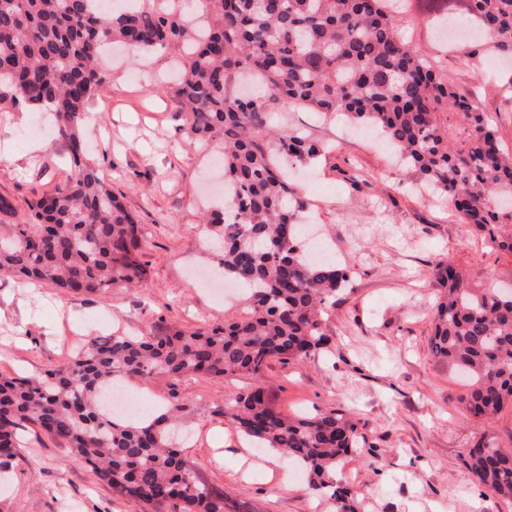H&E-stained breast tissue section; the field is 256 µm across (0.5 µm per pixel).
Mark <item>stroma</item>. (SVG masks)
<instances>
[{
	"label": "stroma",
	"instance_id": "35a3bbf8",
	"mask_svg": "<svg viewBox=\"0 0 512 512\" xmlns=\"http://www.w3.org/2000/svg\"><path fill=\"white\" fill-rule=\"evenodd\" d=\"M464 17L456 0H409L401 32L420 44L453 89L487 112L512 150V57L479 42L441 46L436 14ZM170 53L134 58L114 52L109 77L88 108V156L143 232L144 284L111 295L68 294L0 281V374L36 376L112 334H157L218 325L237 311L199 279L218 273L222 245L199 222L215 193L208 181L214 150L190 142L173 100ZM31 112H0V197L25 215L29 204L68 172L56 135L31 131ZM281 128H304L328 146L325 156L287 167L316 228L340 266L351 268L352 291L337 298L324 324L325 352L295 364L270 362L266 396L288 415L339 409L357 420L363 448L343 460L338 477L355 494L357 512H512V501L479 485L467 463L480 437L512 450V405L492 421L468 417L469 387L458 369L429 351L440 262H452L474 288L512 282V254L487 242L398 164L385 139L351 128L346 117L322 119L285 109ZM251 384L204 376L129 377L125 388L143 405L180 406V450L227 505L250 512H330L287 458L240 457L245 438L224 416V402ZM20 456L0 476V512H143L120 498L65 446L36 428L20 432Z\"/></svg>",
	"mask_w": 512,
	"mask_h": 512
}]
</instances>
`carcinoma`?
I'll return each mask as SVG.
<instances>
[{
  "mask_svg": "<svg viewBox=\"0 0 512 512\" xmlns=\"http://www.w3.org/2000/svg\"><path fill=\"white\" fill-rule=\"evenodd\" d=\"M206 2L204 15L190 20L175 0H136L133 8L0 0V110L49 113L71 162L22 221L0 197V276L70 294L143 282L141 228L88 160L81 132L108 76L100 60L121 43L134 56L175 54L187 135L216 144L224 169V207L201 222L224 239V276L249 292L222 325L93 340L41 376H0V469L18 456V431L34 426L144 512H226L224 492L170 446L173 411L150 422L110 417L102 393L118 376H247L253 384L224 401V417L254 447L300 464L307 490L334 512H354L351 490L335 474L366 442L358 423L341 410L286 416L262 385L270 362L303 361L324 348V309L351 281L350 269L298 245L305 202L279 159L310 161L324 147L275 127L267 101L380 130L420 181L511 254L512 153L486 113L404 39L395 0ZM464 9L496 51L512 53V0H464ZM437 282L431 354L468 374L465 409L489 420L512 404V285L472 288L447 261ZM467 465L480 485L512 500V452L483 437Z\"/></svg>",
  "mask_w": 512,
  "mask_h": 512,
  "instance_id": "cac0c4a2",
  "label": "carcinoma"
}]
</instances>
